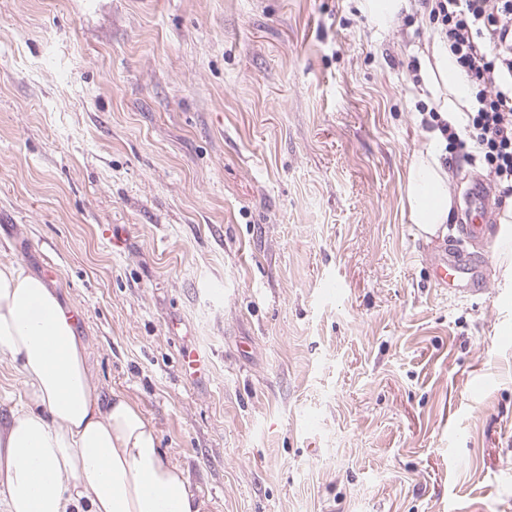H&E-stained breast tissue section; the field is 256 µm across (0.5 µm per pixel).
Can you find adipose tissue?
Segmentation results:
<instances>
[{
  "label": "adipose tissue",
  "instance_id": "ef3b65f1",
  "mask_svg": "<svg viewBox=\"0 0 512 512\" xmlns=\"http://www.w3.org/2000/svg\"><path fill=\"white\" fill-rule=\"evenodd\" d=\"M432 58L440 111H461L467 83L445 41ZM439 156L436 145L418 149L404 182L409 221L427 236L451 211ZM1 356L25 399L0 424V512H204L150 421L125 396L103 395L70 305L12 262H0Z\"/></svg>",
  "mask_w": 512,
  "mask_h": 512
}]
</instances>
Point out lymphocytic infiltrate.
<instances>
[{
	"label": "lymphocytic infiltrate",
	"instance_id": "obj_1",
	"mask_svg": "<svg viewBox=\"0 0 512 512\" xmlns=\"http://www.w3.org/2000/svg\"><path fill=\"white\" fill-rule=\"evenodd\" d=\"M470 87L463 120L429 111L422 123L449 150L482 165L493 184L512 189V0H422Z\"/></svg>",
	"mask_w": 512,
	"mask_h": 512
}]
</instances>
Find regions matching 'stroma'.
Listing matches in <instances>:
<instances>
[{
  "mask_svg": "<svg viewBox=\"0 0 512 512\" xmlns=\"http://www.w3.org/2000/svg\"><path fill=\"white\" fill-rule=\"evenodd\" d=\"M436 38L421 0H0V261L204 512H512V283L435 287L460 211L404 202ZM440 160L498 240L512 193ZM363 12L379 27L408 9V0H362Z\"/></svg>",
  "mask_w": 512,
  "mask_h": 512,
  "instance_id": "1",
  "label": "stroma"
}]
</instances>
